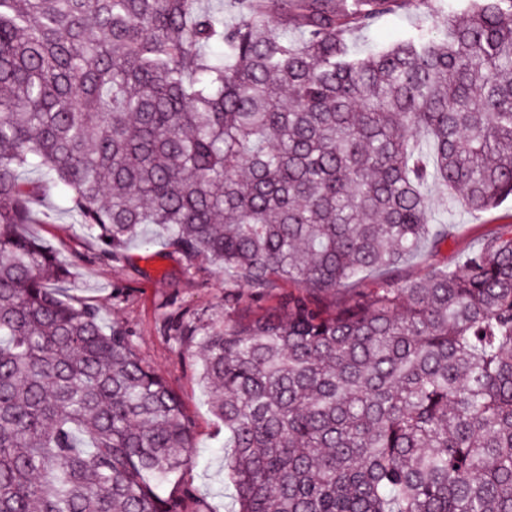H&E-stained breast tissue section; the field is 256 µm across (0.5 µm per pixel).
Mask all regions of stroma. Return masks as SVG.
Instances as JSON below:
<instances>
[{"mask_svg":"<svg viewBox=\"0 0 512 512\" xmlns=\"http://www.w3.org/2000/svg\"><path fill=\"white\" fill-rule=\"evenodd\" d=\"M419 21L416 12H399L376 20L365 30L350 32L349 38L362 49L387 45L413 31ZM425 194L431 210L450 216L460 230L439 251L425 249L410 259L402 268L404 277L414 279L436 267L457 265L489 230L512 227L511 200L491 212L476 214L449 211L447 194L434 186H427ZM63 206L58 195H47L48 220L24 225V233L47 242L65 263L75 265L77 275L61 283L62 295L98 308L103 326L118 324L127 329L139 359L180 394L194 422L199 456L197 465L184 474L193 491L188 512H228L233 487L224 477V427L210 411L190 346L176 342L166 329L171 322L224 318L227 275L206 261L186 269L181 255L161 241L149 259L132 245L121 262L99 260L96 247Z\"/></svg>","mask_w":512,"mask_h":512,"instance_id":"obj_1","label":"stroma"}]
</instances>
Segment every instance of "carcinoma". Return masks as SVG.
Instances as JSON below:
<instances>
[{
	"label": "carcinoma",
	"mask_w": 512,
	"mask_h": 512,
	"mask_svg": "<svg viewBox=\"0 0 512 512\" xmlns=\"http://www.w3.org/2000/svg\"><path fill=\"white\" fill-rule=\"evenodd\" d=\"M0 0V512H185L180 396L22 235L47 192L119 261L155 226L277 306L177 339L230 512H512V232L402 281L512 199V0L359 54L434 0ZM369 288L334 296L366 274ZM419 22L420 17L415 11L399 12L376 20L363 31L348 33V39L361 49L375 45H388L399 36L413 31ZM450 219L460 225L457 236L448 241L438 252L422 250L402 267L406 278H417L435 267L459 264L464 256L477 247L481 238L489 230L510 229L512 225V201L502 203L490 213L476 214L464 210L453 212Z\"/></svg>",
	"instance_id": "cac0c4a2"
}]
</instances>
